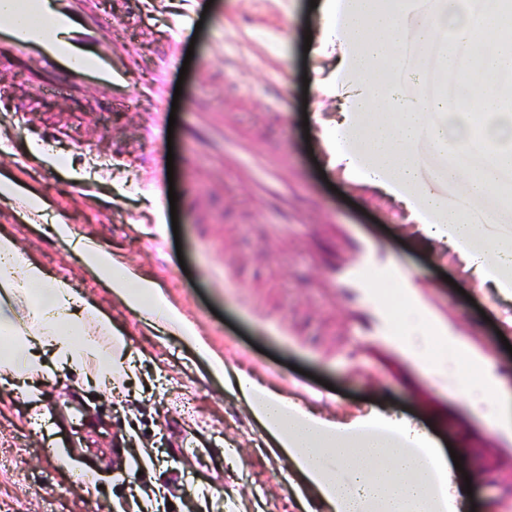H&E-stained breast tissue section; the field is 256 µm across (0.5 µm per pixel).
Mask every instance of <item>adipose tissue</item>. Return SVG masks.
I'll use <instances>...</instances> for the list:
<instances>
[{
    "mask_svg": "<svg viewBox=\"0 0 512 512\" xmlns=\"http://www.w3.org/2000/svg\"><path fill=\"white\" fill-rule=\"evenodd\" d=\"M333 18L322 43L336 56L329 84L341 92L329 161L354 180L382 190L409 212L428 238L448 244L468 267L502 295L512 294V243L486 234L482 223L448 207L438 185L463 184L470 203L498 195L512 207L500 175L512 157L498 153L512 140V109L490 79L512 72L498 26L475 24L458 0H330ZM440 64L445 82L425 93L421 62L398 58L407 44ZM475 85L476 114L460 119L448 102L449 85ZM428 144L439 165L424 174L419 146ZM87 271L111 288L146 323L173 335L196 333L158 283L121 259L83 241ZM401 340L421 359L427 377L448 376V391L494 432L512 435V384L492 373L485 358L466 350L445 373L434 353L437 336L409 299L395 302ZM0 335L14 340L0 352V373L36 386L49 365L90 369L104 388L118 383L127 358L124 338L111 318L80 297L64 279L24 258L16 239L0 233ZM234 389L267 435L274 454L298 478V494L314 493L327 512H460L452 469L435 441L411 421L375 410L351 421L328 420L236 373Z\"/></svg>",
    "mask_w": 512,
    "mask_h": 512,
    "instance_id": "1",
    "label": "adipose tissue"
}]
</instances>
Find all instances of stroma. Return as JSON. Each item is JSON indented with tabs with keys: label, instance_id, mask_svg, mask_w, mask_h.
<instances>
[{
	"label": "stroma",
	"instance_id": "35a3bbf8",
	"mask_svg": "<svg viewBox=\"0 0 512 512\" xmlns=\"http://www.w3.org/2000/svg\"><path fill=\"white\" fill-rule=\"evenodd\" d=\"M188 0H148L126 38L132 62L135 111L86 98L80 108L35 95L21 64L0 83L37 125L54 128L50 143L25 126L0 119V176L42 198L47 219L23 220L0 197V230L53 277L67 279L120 329L135 368L119 391L93 386L84 369L51 371L38 393L0 378V512H136L134 496L157 493L158 512H319L299 502L284 476L286 459L267 449L242 400L213 373L207 358L180 336L146 325L110 288L92 277L73 248L88 239L156 280L224 360L228 372H246L302 406L342 421L363 409L416 420L462 458L472 482L475 512H512V484L480 471L484 459L512 464V439L488 431L463 399L432 383L412 356L391 360L376 337L358 334L356 298L332 295L319 282L326 257L353 244L333 241L322 209L431 285L435 306L447 309L448 330L488 357L512 380V299L467 268L459 254L426 242L404 209L329 167L320 138L336 116L323 85L332 59L304 52L307 33L323 15L310 0H218L200 30L182 28ZM194 44L188 67L173 64L166 96L207 105L257 129L269 151L288 150L289 178L299 184L293 219L277 202L259 204L233 173L197 160L174 169L177 221L165 222L141 160L139 115L155 111L142 92L174 33ZM287 94L283 124L266 126L269 100ZM73 230L59 238L55 220ZM287 223L282 238L268 231ZM235 283L224 280L225 267ZM93 487L65 478L60 458Z\"/></svg>",
	"mask_w": 512,
	"mask_h": 512
}]
</instances>
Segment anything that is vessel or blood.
Listing matches in <instances>:
<instances>
[{
	"label": "vessel or blood",
	"instance_id": "1",
	"mask_svg": "<svg viewBox=\"0 0 512 512\" xmlns=\"http://www.w3.org/2000/svg\"><path fill=\"white\" fill-rule=\"evenodd\" d=\"M126 27L123 18L100 11L97 0H0V66L25 63L37 77L41 92L68 100L74 93L91 89L120 107L132 108L136 105L133 98L116 93L117 87L129 82L130 57L126 48L112 42L113 34ZM185 110L199 120V133L213 134L210 157L215 166H224L226 157H233L236 169L256 181L272 182L287 172V152L261 150L250 129L205 121L204 106L198 101H188ZM372 276L393 281L408 295L419 286L414 270L393 265L367 246L330 275L325 285L351 289L372 302L368 287ZM367 333L393 347L400 342L390 313L380 305H374Z\"/></svg>",
	"mask_w": 512,
	"mask_h": 512
}]
</instances>
